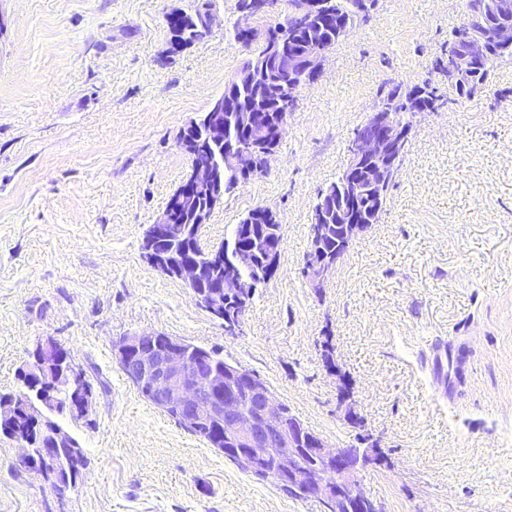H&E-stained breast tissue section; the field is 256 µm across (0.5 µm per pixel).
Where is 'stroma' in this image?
<instances>
[{"mask_svg":"<svg viewBox=\"0 0 512 512\" xmlns=\"http://www.w3.org/2000/svg\"><path fill=\"white\" fill-rule=\"evenodd\" d=\"M193 6L0 0V394L17 390L46 334L96 391L89 422H63L88 460L80 488L57 495L0 436V512H324L141 396L113 345L153 332L253 370L335 447L370 434L388 461L363 468L359 484L384 512H512V58L458 101L436 64L465 0H378L301 90L268 172L205 227L221 245L257 207L283 226L280 266L230 336L141 252L190 169L178 130L247 57L231 36L236 0H212L211 33L166 60L165 14ZM390 80L432 81L448 104L414 118L378 224L315 292L300 268L317 193L346 166ZM344 379L364 429L336 410Z\"/></svg>","mask_w":512,"mask_h":512,"instance_id":"obj_1","label":"stroma"}]
</instances>
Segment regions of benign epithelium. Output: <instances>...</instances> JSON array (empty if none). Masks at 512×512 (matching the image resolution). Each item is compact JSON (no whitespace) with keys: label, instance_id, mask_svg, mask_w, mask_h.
<instances>
[{"label":"benign epithelium","instance_id":"benign-epithelium-1","mask_svg":"<svg viewBox=\"0 0 512 512\" xmlns=\"http://www.w3.org/2000/svg\"><path fill=\"white\" fill-rule=\"evenodd\" d=\"M322 0H294L283 21L269 27L261 20L270 14L267 0H246L239 10L242 25L253 27L254 35L266 49V55L288 59L291 77L304 85L322 71L327 52L319 46V31L324 26ZM478 10L467 9L463 27L466 35L458 53L448 59V80L473 84L476 71L481 69L495 51H512V26L500 25L487 36L473 28ZM305 30L314 50L297 53L289 50L292 33ZM290 112H285L272 137L259 138L240 146L224 143V124L214 122L205 131V137L183 141L180 148L199 151L212 145H224L225 159L243 178H251L265 169L273 157L276 142L285 133ZM372 130L355 137L348 148L350 169H358L367 161L363 178L350 185V192L358 197L369 186H381L396 175L400 167L402 150L408 142L411 129L402 127L396 109L382 102L371 113ZM189 194H202L210 198V208L223 203L216 192L211 170L203 167L191 169L186 177ZM325 198H320L317 216L312 225L311 252L302 264V274L316 291L327 285L339 256L321 250ZM170 223V211H162L153 224L152 239L143 247L147 263L163 275L182 281L188 288L197 284L199 267L194 263L179 264L170 250L162 246ZM212 261L224 267V278L218 289L209 293H194L199 307L212 318L226 321V330L238 334L248 312V290L237 269L224 261V253L213 255ZM144 335L121 337L113 348L127 362L129 375L148 387L154 405L163 410L173 409L184 429L193 430L205 420H212L224 428V441L229 447L224 452L248 468L261 463L259 449L276 447L274 469L281 485L298 491L306 498L336 502V512H382V506L364 495L359 489L358 472L368 465H379L384 456L370 440H360L365 448H334L316 432L294 422L287 414L286 404L276 400L274 392L250 370L238 366L222 376L201 369L189 360L183 347L176 343L164 350L148 349L143 345ZM27 371L44 377L43 388L54 394L67 396L66 408L70 416L87 418L92 412L93 388L79 378L78 367L67 361L60 352L58 341L51 335L42 336L29 354ZM250 398V410L242 408L240 392ZM29 390L17 391L0 404V427L13 415L29 407ZM337 408L344 420L360 425V417L352 407L351 397L344 394ZM21 453L18 464L27 467L38 463L46 472L45 483L57 494L64 495L77 488L81 470L70 460L81 455V450L70 443V435L56 425L46 428L38 440L39 447L14 435ZM313 464H308L306 458Z\"/></svg>","mask_w":512,"mask_h":512}]
</instances>
